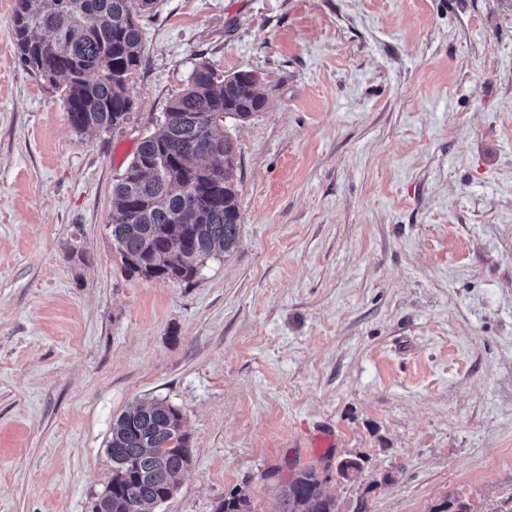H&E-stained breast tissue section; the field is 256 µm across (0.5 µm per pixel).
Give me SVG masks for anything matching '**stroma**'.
Here are the masks:
<instances>
[{"mask_svg": "<svg viewBox=\"0 0 512 512\" xmlns=\"http://www.w3.org/2000/svg\"><path fill=\"white\" fill-rule=\"evenodd\" d=\"M13 3L0 512H92L113 422L156 398L192 462L155 512H272L307 465L338 512H512V0H155L127 123L81 134L20 62ZM201 61L266 95L224 123L239 241L191 283L132 277L112 188Z\"/></svg>", "mask_w": 512, "mask_h": 512, "instance_id": "1", "label": "stroma"}]
</instances>
